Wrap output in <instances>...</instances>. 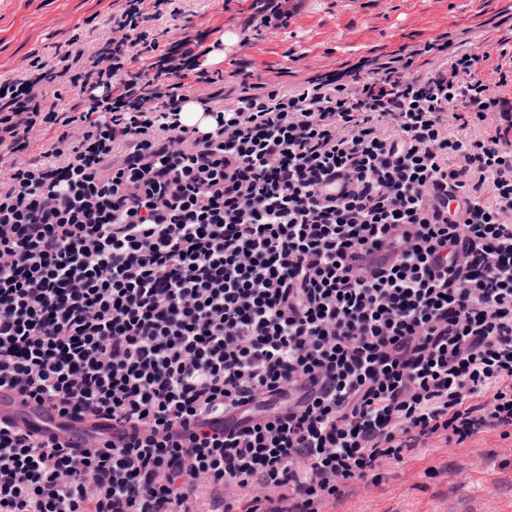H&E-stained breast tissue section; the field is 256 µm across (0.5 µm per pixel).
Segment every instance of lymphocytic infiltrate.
Masks as SVG:
<instances>
[{"mask_svg":"<svg viewBox=\"0 0 512 512\" xmlns=\"http://www.w3.org/2000/svg\"><path fill=\"white\" fill-rule=\"evenodd\" d=\"M167 2L0 77V391L88 436L0 417V512H325L511 438L512 99L482 69L512 45L288 86L205 68Z\"/></svg>","mask_w":512,"mask_h":512,"instance_id":"lymphocytic-infiltrate-1","label":"lymphocytic infiltrate"}]
</instances>
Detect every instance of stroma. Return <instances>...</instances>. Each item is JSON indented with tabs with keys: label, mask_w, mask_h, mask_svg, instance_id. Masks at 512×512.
<instances>
[{
	"label": "stroma",
	"mask_w": 512,
	"mask_h": 512,
	"mask_svg": "<svg viewBox=\"0 0 512 512\" xmlns=\"http://www.w3.org/2000/svg\"><path fill=\"white\" fill-rule=\"evenodd\" d=\"M252 0H173L157 29L215 33L218 67L231 72ZM123 0H0V74L48 57L80 37L89 52L112 35ZM287 27L263 31L246 50L256 73L295 84L352 67L362 57L448 32L487 45L512 37V0H288ZM328 512H512V438L483 433L464 444H432L391 466L388 479L348 489Z\"/></svg>",
	"instance_id": "35a3bbf8"
}]
</instances>
